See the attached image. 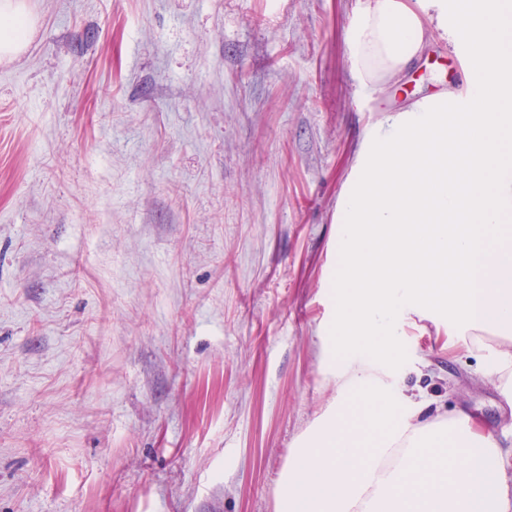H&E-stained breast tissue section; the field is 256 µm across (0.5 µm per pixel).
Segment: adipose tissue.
Here are the masks:
<instances>
[{
	"mask_svg": "<svg viewBox=\"0 0 512 512\" xmlns=\"http://www.w3.org/2000/svg\"><path fill=\"white\" fill-rule=\"evenodd\" d=\"M25 0H0V57L25 47ZM442 35L465 90L421 95L375 125L338 199L336 312L319 361L337 396L296 441L275 512H512V452L460 411L421 420L394 384L417 319H448L512 406V0H361L352 72L377 91Z\"/></svg>",
	"mask_w": 512,
	"mask_h": 512,
	"instance_id": "1",
	"label": "adipose tissue"
}]
</instances>
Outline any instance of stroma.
Returning <instances> with one entry per match:
<instances>
[{
  "instance_id": "1",
  "label": "stroma",
  "mask_w": 512,
  "mask_h": 512,
  "mask_svg": "<svg viewBox=\"0 0 512 512\" xmlns=\"http://www.w3.org/2000/svg\"><path fill=\"white\" fill-rule=\"evenodd\" d=\"M0 61V512H275L336 398V205L369 129L466 86L437 40L353 76L358 0H27ZM397 381L497 434L512 407L436 327Z\"/></svg>"
}]
</instances>
